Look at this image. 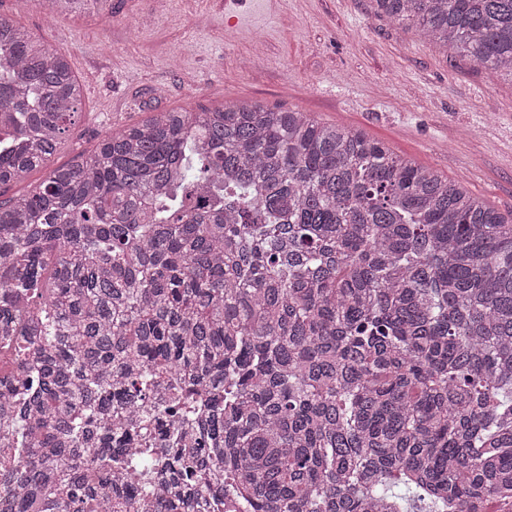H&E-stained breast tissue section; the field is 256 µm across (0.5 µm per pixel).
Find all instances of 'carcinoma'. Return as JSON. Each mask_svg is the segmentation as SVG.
<instances>
[{"instance_id": "cac0c4a2", "label": "carcinoma", "mask_w": 512, "mask_h": 512, "mask_svg": "<svg viewBox=\"0 0 512 512\" xmlns=\"http://www.w3.org/2000/svg\"><path fill=\"white\" fill-rule=\"evenodd\" d=\"M512 77V0H375ZM106 16L112 0H48ZM82 90L0 18V512L512 502V216L363 131Z\"/></svg>"}]
</instances>
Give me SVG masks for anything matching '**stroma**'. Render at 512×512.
<instances>
[{"label": "stroma", "instance_id": "1", "mask_svg": "<svg viewBox=\"0 0 512 512\" xmlns=\"http://www.w3.org/2000/svg\"><path fill=\"white\" fill-rule=\"evenodd\" d=\"M0 17L65 55L83 87L54 165L156 112L260 102L362 130L512 213V79L397 26L374 0H112L105 24L0 0Z\"/></svg>", "mask_w": 512, "mask_h": 512}]
</instances>
